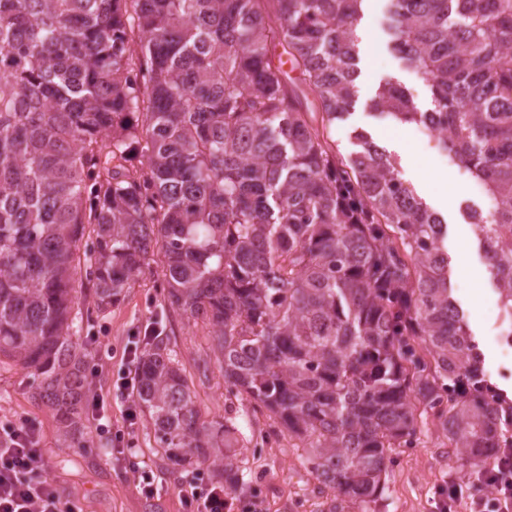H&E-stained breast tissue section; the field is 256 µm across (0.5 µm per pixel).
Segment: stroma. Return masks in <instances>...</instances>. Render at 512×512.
<instances>
[{
  "label": "stroma",
  "instance_id": "1",
  "mask_svg": "<svg viewBox=\"0 0 512 512\" xmlns=\"http://www.w3.org/2000/svg\"><path fill=\"white\" fill-rule=\"evenodd\" d=\"M388 5L389 0H363L361 4L357 22L358 94L344 121L331 131L333 148L339 158L350 160L358 149L357 133L369 135L395 157L402 181L445 220L448 234L444 250L455 265L452 295L479 344L487 378L512 400V358H504L494 341L500 301L485 276L486 260L465 212L469 206L485 207L483 190L462 164L450 161L436 142L422 138L418 125L396 123L374 107L378 87L389 80L409 91L419 111L430 106L426 82L392 49L386 30ZM440 173L447 174L457 190L452 204H445L433 185L434 176ZM462 258L481 273L479 283H472L457 270ZM162 279L161 266L151 265L118 301L104 308L98 307L93 288L75 294L74 306L82 316L77 343L98 355L105 367L96 389L104 398V411L113 430L128 431L131 452L110 454L109 435L96 433L87 415L81 418L83 441L73 443L64 435L56 410L35 399L29 372L6 359L0 361V425L23 419L37 427L51 476L73 512H184L181 490L192 477L193 466L167 459L155 441L148 414H141L135 426H128L126 402L114 388L127 369L126 345L153 325L175 349L203 419L232 417L238 424L239 476L247 487L246 493L237 495L238 504L256 499L261 512H326L334 492L304 465L303 442L274 422L265 409L229 392L214 353L211 325L170 308L164 299ZM144 472L163 487L160 496L151 500L142 498L135 487L136 477ZM463 475L445 432L428 412L419 417L412 444L398 449L381 497L366 507L346 504L345 512H439L440 489Z\"/></svg>",
  "mask_w": 512,
  "mask_h": 512
}]
</instances>
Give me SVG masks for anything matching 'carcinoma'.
<instances>
[{
	"mask_svg": "<svg viewBox=\"0 0 512 512\" xmlns=\"http://www.w3.org/2000/svg\"><path fill=\"white\" fill-rule=\"evenodd\" d=\"M361 2L0 0V358L72 439L74 293L86 278L104 307L157 260L169 305L213 325L224 383L307 441L328 512L377 500L420 405L463 463L512 448V400L452 297L448 224L367 136L348 162L328 141L356 93ZM390 2L431 108L392 81L378 102L482 186L468 218L512 336V0ZM136 401L169 460L238 474L239 429L200 420L162 338Z\"/></svg>",
	"mask_w": 512,
	"mask_h": 512,
	"instance_id": "carcinoma-1",
	"label": "carcinoma"
}]
</instances>
